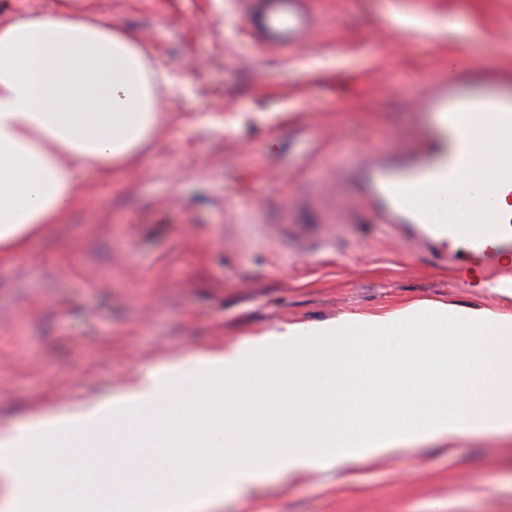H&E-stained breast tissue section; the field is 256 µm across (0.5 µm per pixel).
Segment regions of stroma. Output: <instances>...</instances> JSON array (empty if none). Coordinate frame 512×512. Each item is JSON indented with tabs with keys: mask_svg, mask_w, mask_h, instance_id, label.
I'll list each match as a JSON object with an SVG mask.
<instances>
[{
	"mask_svg": "<svg viewBox=\"0 0 512 512\" xmlns=\"http://www.w3.org/2000/svg\"><path fill=\"white\" fill-rule=\"evenodd\" d=\"M406 2L316 0L319 35L289 54L243 38L235 0H86L173 85L139 165L79 171L68 222L0 259V431L291 324L412 303L512 312L358 199L360 157L408 145V98L450 58L474 60L478 92L512 96V0H414L459 17L436 38L394 19ZM205 512H512V436L273 474Z\"/></svg>",
	"mask_w": 512,
	"mask_h": 512,
	"instance_id": "obj_1",
	"label": "stroma"
}]
</instances>
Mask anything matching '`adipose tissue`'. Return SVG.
<instances>
[{
	"label": "adipose tissue",
	"mask_w": 512,
	"mask_h": 512,
	"mask_svg": "<svg viewBox=\"0 0 512 512\" xmlns=\"http://www.w3.org/2000/svg\"><path fill=\"white\" fill-rule=\"evenodd\" d=\"M67 0L50 14L0 21V257L22 253L80 199L74 179L89 167L127 169L141 160L162 121L156 67L130 31ZM279 353L278 387L296 394L272 431L268 413L243 401L267 345ZM224 371V424L187 480L159 456L155 474L128 484L112 459L105 472L71 465L101 434L158 448L167 434L192 438L194 411L176 395L201 370ZM170 408L168 428L156 423ZM512 433V313L410 304L333 322L298 323L220 351L173 360L119 399L33 417L0 434V484L10 512H28L31 473L56 493L62 512H202L205 503L260 487L269 474L296 477L350 460L374 463L407 446L450 445L464 433ZM126 495H93L99 479Z\"/></svg>",
	"instance_id": "1"
}]
</instances>
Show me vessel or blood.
<instances>
[{
  "label": "vessel or blood",
  "instance_id": "vessel-or-blood-1",
  "mask_svg": "<svg viewBox=\"0 0 512 512\" xmlns=\"http://www.w3.org/2000/svg\"><path fill=\"white\" fill-rule=\"evenodd\" d=\"M311 0H239L240 32L260 49L288 52L318 26ZM415 112L428 116L411 149L374 150L357 166L360 197L380 223L403 227L419 248L460 247L455 267L471 287H484L512 255V220H504L496 196L512 188V98L464 92L457 80L436 76L418 96ZM494 118L493 162L476 183L464 176L479 165L472 152L477 120ZM467 191L478 208L457 211L452 196Z\"/></svg>",
  "mask_w": 512,
  "mask_h": 512
}]
</instances>
